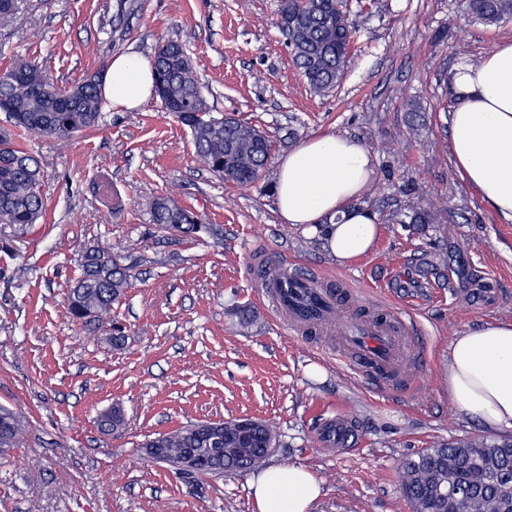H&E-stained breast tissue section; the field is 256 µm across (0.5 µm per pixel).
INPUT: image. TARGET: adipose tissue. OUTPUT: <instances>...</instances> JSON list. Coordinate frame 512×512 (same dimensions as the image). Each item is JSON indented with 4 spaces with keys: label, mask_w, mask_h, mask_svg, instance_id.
Segmentation results:
<instances>
[{
    "label": "adipose tissue",
    "mask_w": 512,
    "mask_h": 512,
    "mask_svg": "<svg viewBox=\"0 0 512 512\" xmlns=\"http://www.w3.org/2000/svg\"><path fill=\"white\" fill-rule=\"evenodd\" d=\"M449 143L461 178L494 212L512 221V41L497 45L475 65L452 76ZM106 95L129 111L154 94V72L142 55L113 57ZM375 175L372 152L349 136L311 137L279 162L273 193L283 223L299 224L341 263L370 252L378 238L375 213L358 199ZM448 394L458 413L497 431L512 432V323L481 326L450 348ZM258 512H310L321 494L311 471L278 466L251 484Z\"/></svg>",
    "instance_id": "obj_1"
}]
</instances>
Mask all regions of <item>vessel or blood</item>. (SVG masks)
Here are the masks:
<instances>
[{"label":"vessel or blood","instance_id":"b4317fda","mask_svg":"<svg viewBox=\"0 0 512 512\" xmlns=\"http://www.w3.org/2000/svg\"><path fill=\"white\" fill-rule=\"evenodd\" d=\"M261 288L283 316L289 333L335 334L345 366L372 385L408 377L412 360L427 347L422 337L414 335L409 316L381 305L369 314L357 315L355 309L341 306L337 294L314 275L296 270L267 275L261 279ZM324 436L336 448L350 446L354 435L349 418L337 416Z\"/></svg>","mask_w":512,"mask_h":512}]
</instances>
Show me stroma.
I'll use <instances>...</instances> for the list:
<instances>
[{"label": "stroma", "instance_id": "35a3bbf8", "mask_svg": "<svg viewBox=\"0 0 512 512\" xmlns=\"http://www.w3.org/2000/svg\"><path fill=\"white\" fill-rule=\"evenodd\" d=\"M0 17V65L21 56L69 86L106 76L116 55L151 57L161 39L192 57L214 116L265 132L276 159L322 133L358 139L376 176L360 206L379 218L371 252L342 265L300 226L283 223L269 164L255 183H224L198 159L189 129L158 98L117 112L64 142L28 148L46 213L0 224V405L24 412L23 443L0 456V512H256L258 471L183 476L145 458L148 436L201 419L272 425L267 466H301L321 482L312 512H410L402 463L434 442L489 435L448 396L457 336L512 321V222L469 187L449 150L451 72L477 63L512 21L486 27L461 0H350L357 28L342 82L312 93L276 26L279 0H18ZM421 107L411 119V103ZM168 196L209 224L195 238L151 220ZM443 230L388 220L432 204ZM110 247L134 278L112 315L122 348L68 317L79 260ZM316 272L349 286L360 309L408 307L428 342L415 379L367 387L343 372L336 345L289 334L257 280L264 264ZM256 319L238 324L233 311ZM120 407V432L98 414ZM352 416V451L325 446L337 412Z\"/></svg>", "mask_w": 512, "mask_h": 512}]
</instances>
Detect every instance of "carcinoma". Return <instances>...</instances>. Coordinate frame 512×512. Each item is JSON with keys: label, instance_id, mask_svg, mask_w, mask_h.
Returning <instances> with one entry per match:
<instances>
[{"label": "carcinoma", "instance_id": "carcinoma-1", "mask_svg": "<svg viewBox=\"0 0 512 512\" xmlns=\"http://www.w3.org/2000/svg\"><path fill=\"white\" fill-rule=\"evenodd\" d=\"M466 13L484 26L512 20V0H464ZM278 27L293 63L310 90L324 94L343 79L351 61L354 23L348 0H280ZM156 74V97L165 111L192 132L196 154L224 182L239 186L259 179L271 159L272 144L255 126L229 115L215 117L202 91L192 60L184 46L164 40L151 59ZM102 98L96 77L61 89L35 63L17 57L0 69V219L7 224H35L46 211L39 192L40 167L25 144L13 138L18 130L32 139L65 141L98 125ZM441 209H412V224L440 223ZM152 223L183 235L208 229L201 217L168 196L156 198ZM81 272L66 299L73 322L86 331L104 330L112 347L124 345L125 331L112 320V307L129 287L130 269L112 257L109 248L87 250ZM119 408L99 415L101 430L123 425ZM6 426L4 445L22 442L26 417L0 406ZM237 420L224 421V433L195 429V424L160 433L144 441L143 454L156 456L173 468L186 456L196 460L198 474L246 472L261 466L277 445V434L266 422L255 420L249 443L235 435ZM412 512H455L452 497L439 488H460L471 499L473 512H512V441L472 436L438 442L407 461L400 473Z\"/></svg>", "mask_w": 512, "mask_h": 512}]
</instances>
